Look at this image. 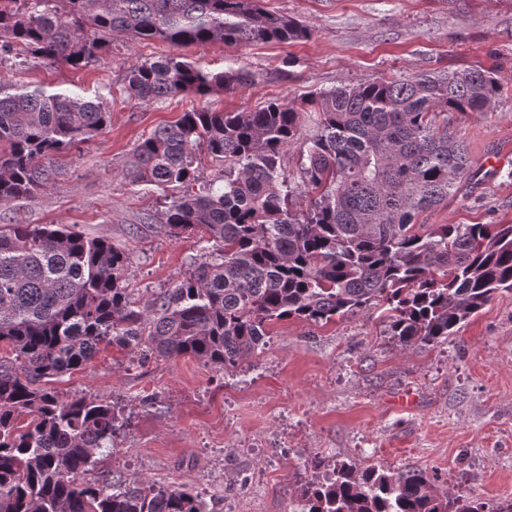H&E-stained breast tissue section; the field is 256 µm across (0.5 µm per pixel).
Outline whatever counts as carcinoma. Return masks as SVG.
Masks as SVG:
<instances>
[{
	"instance_id": "carcinoma-1",
	"label": "carcinoma",
	"mask_w": 512,
	"mask_h": 512,
	"mask_svg": "<svg viewBox=\"0 0 512 512\" xmlns=\"http://www.w3.org/2000/svg\"><path fill=\"white\" fill-rule=\"evenodd\" d=\"M156 38L177 52L133 65L124 94L206 98L253 80L207 72L179 50L220 42L296 43L314 32L261 0H0V61L79 70L106 37ZM504 88L481 69L421 72L339 85L302 106L255 111L208 105L139 141L123 175L174 188L163 213L173 236L201 231L212 249L175 287L136 307L128 249L54 224L0 228V512H206L189 490L82 480L113 447L117 416L86 396L61 399L50 379L88 365L101 346L219 368L264 348L272 323L325 325L374 311L397 345H434L496 294L512 292V224H416L470 172L450 115L488 112ZM311 108L317 135L297 143ZM110 121L88 99L0 78V206L32 200L53 180L45 160ZM298 154L299 181L282 167ZM214 164L198 173V159ZM29 417L22 424L20 418ZM303 512H512L439 491L422 469L359 468L316 456Z\"/></svg>"
}]
</instances>
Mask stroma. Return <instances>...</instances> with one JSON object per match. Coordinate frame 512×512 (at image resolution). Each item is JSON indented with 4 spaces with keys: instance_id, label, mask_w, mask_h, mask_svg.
I'll list each match as a JSON object with an SVG mask.
<instances>
[{
    "instance_id": "35a3bbf8",
    "label": "stroma",
    "mask_w": 512,
    "mask_h": 512,
    "mask_svg": "<svg viewBox=\"0 0 512 512\" xmlns=\"http://www.w3.org/2000/svg\"><path fill=\"white\" fill-rule=\"evenodd\" d=\"M263 4L312 28L313 38L183 49L203 69L243 67L254 75L235 91L212 94L209 105L249 111L396 74L493 72L506 87L494 108L451 119L472 177L417 221L512 224V0ZM172 52L164 41L122 34L100 62L77 71L62 62L0 63V75L17 84L113 95L110 126L59 156L52 184L35 199L0 208V227L55 224L127 245L139 305L174 287L207 249L200 232L169 235L163 191L122 173L141 139L199 102L124 95L133 64ZM51 386L64 399L87 395L116 407L122 427L87 482L185 488L206 512H301L317 455L362 468L424 469L452 495L512 500V292L496 295L436 346H396L372 313L324 326L290 319L271 324L267 345L226 370L112 345Z\"/></svg>"
}]
</instances>
